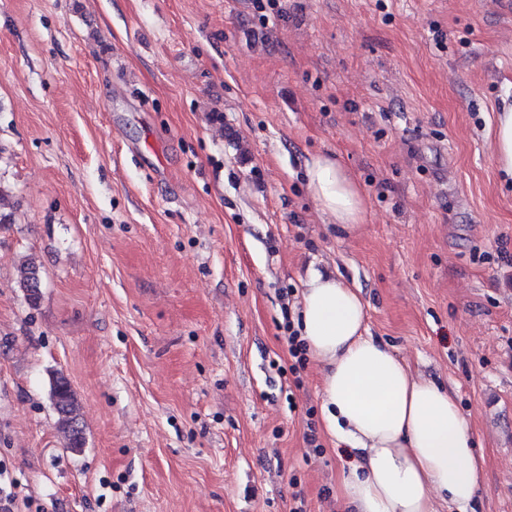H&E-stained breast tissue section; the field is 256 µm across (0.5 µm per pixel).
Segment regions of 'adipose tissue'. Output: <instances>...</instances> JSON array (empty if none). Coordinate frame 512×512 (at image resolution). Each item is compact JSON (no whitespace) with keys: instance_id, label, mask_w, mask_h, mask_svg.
Segmentation results:
<instances>
[{"instance_id":"adipose-tissue-1","label":"adipose tissue","mask_w":512,"mask_h":512,"mask_svg":"<svg viewBox=\"0 0 512 512\" xmlns=\"http://www.w3.org/2000/svg\"><path fill=\"white\" fill-rule=\"evenodd\" d=\"M493 160L512 182V100L494 119ZM316 207L340 231L354 232L364 193L339 157L317 154L306 167ZM301 338L321 372L322 421L354 462L343 475V512H469L481 465L454 394L411 372L372 336L359 289L312 274L301 293Z\"/></svg>"}]
</instances>
